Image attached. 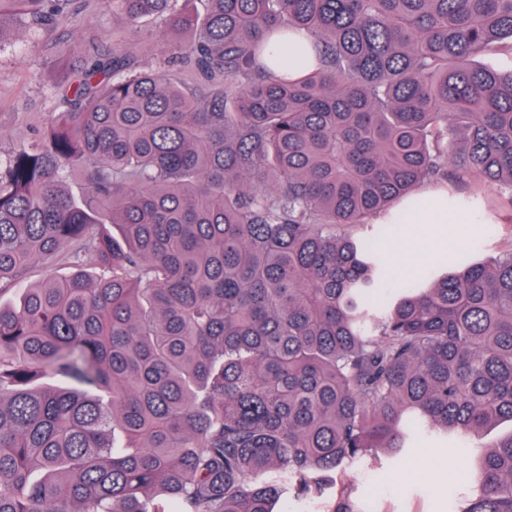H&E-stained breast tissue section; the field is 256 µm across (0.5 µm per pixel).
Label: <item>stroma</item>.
<instances>
[{"label":"stroma","mask_w":512,"mask_h":512,"mask_svg":"<svg viewBox=\"0 0 512 512\" xmlns=\"http://www.w3.org/2000/svg\"><path fill=\"white\" fill-rule=\"evenodd\" d=\"M162 20L148 19L136 27L113 15L103 0H75L62 15L52 36V46L36 45L19 20L6 19L0 27V151L9 152L40 127L46 113L61 109L54 85L68 70L81 66L82 58L72 48V37H98L111 49L113 34L133 52L146 70L167 68L183 86L196 87L193 70L168 61L162 48L167 38ZM453 194L467 203L477 220L452 224L449 234L456 245L438 260L416 268V275L453 268L466 255L494 250L512 231V215L496 203V187L484 195L471 185H452ZM455 453L442 451L440 441L416 437L400 457L367 458L336 476L326 492L306 500L288 498L277 512H334L339 494H346L353 512H461L472 486L477 457L457 440Z\"/></svg>","instance_id":"stroma-1"}]
</instances>
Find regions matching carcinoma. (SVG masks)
Instances as JSON below:
<instances>
[{
    "label": "carcinoma",
    "instance_id": "obj_1",
    "mask_svg": "<svg viewBox=\"0 0 512 512\" xmlns=\"http://www.w3.org/2000/svg\"><path fill=\"white\" fill-rule=\"evenodd\" d=\"M72 0H0L48 34ZM104 0L200 86L76 44L0 154V512H274L415 433L512 424V242L381 291L423 187L512 211V0ZM312 51L292 79L267 39ZM80 181L82 194L63 182ZM71 272L55 273L59 262ZM462 512H512V432Z\"/></svg>",
    "mask_w": 512,
    "mask_h": 512
}]
</instances>
